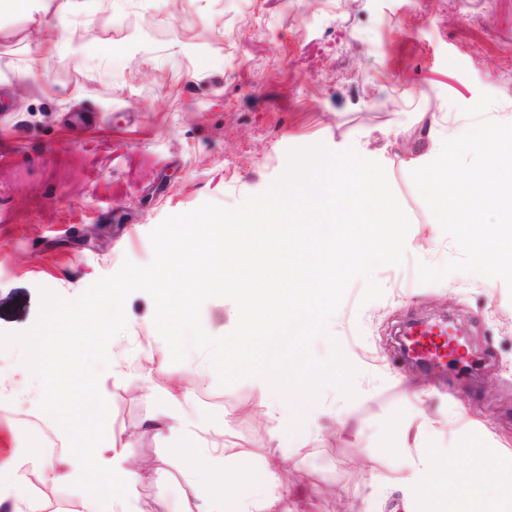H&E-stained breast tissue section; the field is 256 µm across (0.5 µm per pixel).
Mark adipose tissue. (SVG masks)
<instances>
[{
  "label": "adipose tissue",
  "mask_w": 512,
  "mask_h": 512,
  "mask_svg": "<svg viewBox=\"0 0 512 512\" xmlns=\"http://www.w3.org/2000/svg\"><path fill=\"white\" fill-rule=\"evenodd\" d=\"M227 440L213 442L201 448L195 437L186 435L171 442L169 453L174 460L183 462L195 475L190 485L194 512H225L235 507L236 512H265L266 508L287 505V495L273 496L263 493L261 498L242 497V490L251 480L247 463L228 468L224 465ZM469 468L457 481H449L447 474L433 475L410 484L408 502L410 512H433L438 501H446L449 512H484L480 475L497 468L498 456L482 448L468 451Z\"/></svg>",
  "instance_id": "1"
}]
</instances>
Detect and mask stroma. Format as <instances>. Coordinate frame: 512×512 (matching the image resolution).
Wrapping results in <instances>:
<instances>
[{"label": "stroma", "instance_id": "stroma-1", "mask_svg": "<svg viewBox=\"0 0 512 512\" xmlns=\"http://www.w3.org/2000/svg\"><path fill=\"white\" fill-rule=\"evenodd\" d=\"M0 0V332L37 321L42 290L73 300L123 260L148 264L150 232L206 202L227 208L265 191L290 150L355 148L380 162L410 220L401 265L377 267L381 299L355 280L312 351L339 343L355 397L321 389L310 424L277 441L257 381L223 386L207 354L171 360L144 292L100 372L107 433L140 479L129 512H190L189 475L153 417L190 392L182 432L231 435L226 465H252L301 493V512H404L422 452L467 470L465 449L512 448V290L454 273L420 283L418 262L457 258L418 193L413 169L478 121L512 123V0ZM95 114L77 132L66 116ZM450 318L481 360L476 377L419 372L399 353L408 323ZM0 351V467L17 452L55 457L41 386ZM40 512H76L72 485L28 483Z\"/></svg>", "mask_w": 512, "mask_h": 512}]
</instances>
